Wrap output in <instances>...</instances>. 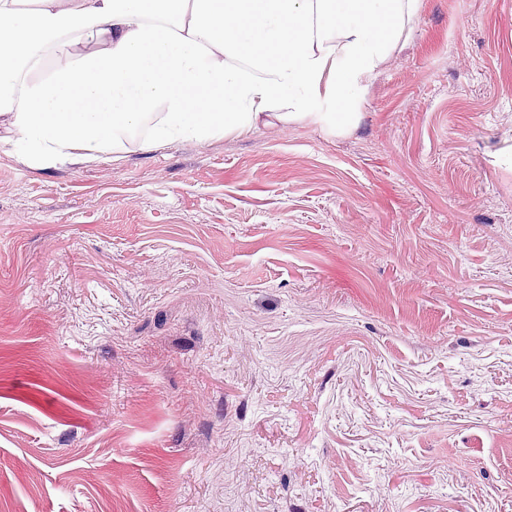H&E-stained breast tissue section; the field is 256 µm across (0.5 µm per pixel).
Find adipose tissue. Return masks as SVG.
I'll use <instances>...</instances> for the list:
<instances>
[{
  "instance_id": "ef3b65f1",
  "label": "adipose tissue",
  "mask_w": 512,
  "mask_h": 512,
  "mask_svg": "<svg viewBox=\"0 0 512 512\" xmlns=\"http://www.w3.org/2000/svg\"><path fill=\"white\" fill-rule=\"evenodd\" d=\"M420 0H0V144L21 162L307 122L350 133Z\"/></svg>"
}]
</instances>
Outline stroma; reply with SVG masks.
<instances>
[{"mask_svg":"<svg viewBox=\"0 0 512 512\" xmlns=\"http://www.w3.org/2000/svg\"><path fill=\"white\" fill-rule=\"evenodd\" d=\"M354 110L0 147V512H512V0H422Z\"/></svg>","mask_w":512,"mask_h":512,"instance_id":"35a3bbf8","label":"stroma"}]
</instances>
